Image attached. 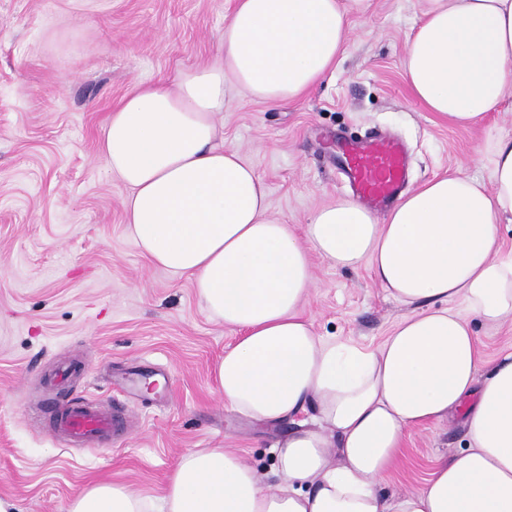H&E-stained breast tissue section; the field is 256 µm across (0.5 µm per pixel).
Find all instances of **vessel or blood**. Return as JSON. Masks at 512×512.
Masks as SVG:
<instances>
[{
  "mask_svg": "<svg viewBox=\"0 0 512 512\" xmlns=\"http://www.w3.org/2000/svg\"><path fill=\"white\" fill-rule=\"evenodd\" d=\"M349 178L360 197L380 209L403 189L404 158L399 145L385 139L341 147ZM118 422L104 408L78 405L60 420L70 439L81 442L110 435Z\"/></svg>",
  "mask_w": 512,
  "mask_h": 512,
  "instance_id": "1",
  "label": "vessel or blood"
}]
</instances>
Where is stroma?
I'll list each match as a JSON object with an SVG mask.
<instances>
[{
	"mask_svg": "<svg viewBox=\"0 0 512 512\" xmlns=\"http://www.w3.org/2000/svg\"><path fill=\"white\" fill-rule=\"evenodd\" d=\"M235 0H0V499L68 512L91 483L158 497L180 457L239 449L273 470L285 426L224 408L215 368L238 333L202 310L188 277L154 265L128 235L129 189L99 150L106 118L139 83L213 58ZM419 0H374L335 74L270 106L234 90L226 145L263 178L295 227L350 195L337 139L398 138L407 186L458 171L488 180L479 129L417 102L401 72ZM305 306L319 335L377 346L405 309L368 268L315 260ZM92 401L119 412L106 440L71 443L57 421ZM457 421L413 429L380 485H419L458 451Z\"/></svg>",
	"mask_w": 512,
	"mask_h": 512,
	"instance_id": "obj_1",
	"label": "stroma"
}]
</instances>
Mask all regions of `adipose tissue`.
Wrapping results in <instances>:
<instances>
[{"mask_svg":"<svg viewBox=\"0 0 512 512\" xmlns=\"http://www.w3.org/2000/svg\"><path fill=\"white\" fill-rule=\"evenodd\" d=\"M401 66L412 96L485 128L490 180L458 172L401 194L384 217L356 198L315 209L302 233L271 216L266 186L217 123L229 89L291 101L332 76L373 0H236L220 58L141 84L100 143L132 190L128 231L153 263L189 276L212 320L238 331L217 366L224 405L270 424L276 482L232 448L181 457L148 498L95 482L69 512H512V351L484 361L475 324L512 321V135L489 127L512 100V0H421ZM368 268L409 312L376 348L328 339L303 307L312 256ZM310 421H302V413ZM459 418L466 446L420 485L379 488L409 432Z\"/></svg>","mask_w":512,"mask_h":512,"instance_id":"adipose-tissue-1","label":"adipose tissue"}]
</instances>
